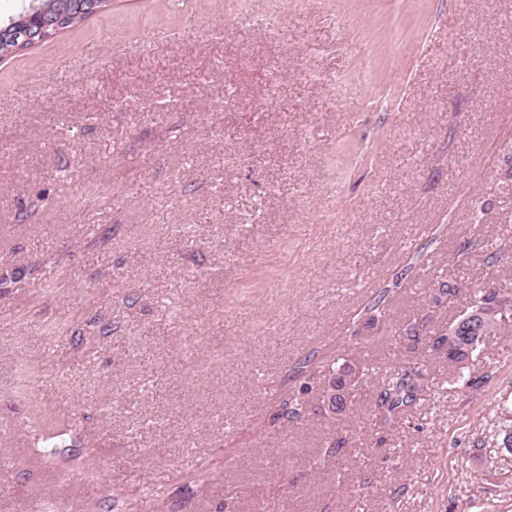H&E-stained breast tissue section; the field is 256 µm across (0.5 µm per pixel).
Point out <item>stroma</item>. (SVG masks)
Wrapping results in <instances>:
<instances>
[{
  "instance_id": "1",
  "label": "stroma",
  "mask_w": 512,
  "mask_h": 512,
  "mask_svg": "<svg viewBox=\"0 0 512 512\" xmlns=\"http://www.w3.org/2000/svg\"><path fill=\"white\" fill-rule=\"evenodd\" d=\"M478 288L512 300V0H112L0 56V512H512V335L434 344ZM423 367L420 362H412L401 370L394 369L385 379L376 404L383 423L397 421L415 404L418 393L423 390L426 372Z\"/></svg>"
}]
</instances>
